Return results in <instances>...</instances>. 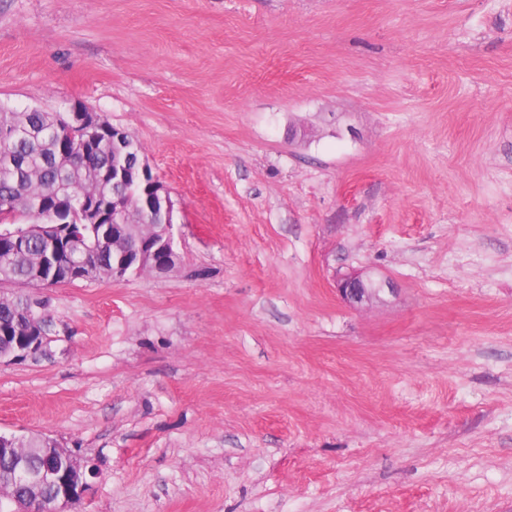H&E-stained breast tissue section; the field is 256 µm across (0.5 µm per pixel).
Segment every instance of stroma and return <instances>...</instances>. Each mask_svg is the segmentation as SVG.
<instances>
[{
    "label": "stroma",
    "instance_id": "obj_1",
    "mask_svg": "<svg viewBox=\"0 0 512 512\" xmlns=\"http://www.w3.org/2000/svg\"><path fill=\"white\" fill-rule=\"evenodd\" d=\"M75 102L181 257L37 289L0 361L78 512H512V0H0V104ZM382 290L358 273L344 274L336 279V292L344 302L353 306L379 299ZM22 304H26L23 307ZM42 302L38 299L31 300L22 296H0V327L13 328V336L16 332L23 334L25 325L29 321H37L45 327L49 334V324L41 311ZM50 336L39 330V336H15L14 341L8 345L5 351L0 350L2 359H22L43 351L47 347Z\"/></svg>",
    "mask_w": 512,
    "mask_h": 512
}]
</instances>
